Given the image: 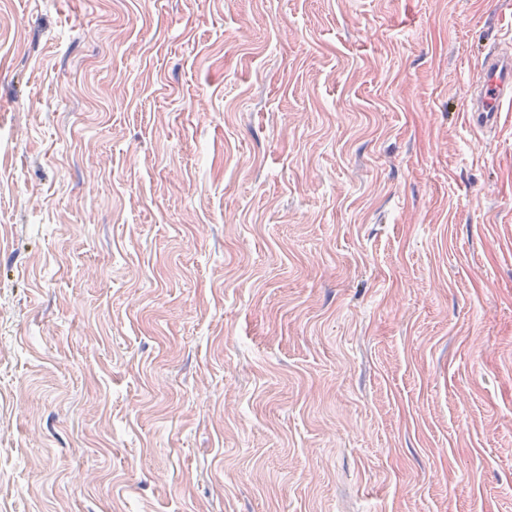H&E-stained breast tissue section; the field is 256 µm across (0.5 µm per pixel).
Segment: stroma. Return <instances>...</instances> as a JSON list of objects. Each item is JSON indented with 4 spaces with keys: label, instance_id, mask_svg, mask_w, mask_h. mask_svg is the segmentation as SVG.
<instances>
[{
    "label": "stroma",
    "instance_id": "obj_1",
    "mask_svg": "<svg viewBox=\"0 0 512 512\" xmlns=\"http://www.w3.org/2000/svg\"><path fill=\"white\" fill-rule=\"evenodd\" d=\"M512 0H0V512H512ZM483 64L479 94L467 104L471 125L482 130L494 127L500 104L512 98V57L491 53Z\"/></svg>",
    "mask_w": 512,
    "mask_h": 512
}]
</instances>
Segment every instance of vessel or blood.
<instances>
[{"label":"vessel or blood","mask_w":512,"mask_h":512,"mask_svg":"<svg viewBox=\"0 0 512 512\" xmlns=\"http://www.w3.org/2000/svg\"><path fill=\"white\" fill-rule=\"evenodd\" d=\"M480 91L467 106L472 126L493 128L500 104L512 98V56L492 53L485 57Z\"/></svg>","instance_id":"b4317fda"}]
</instances>
